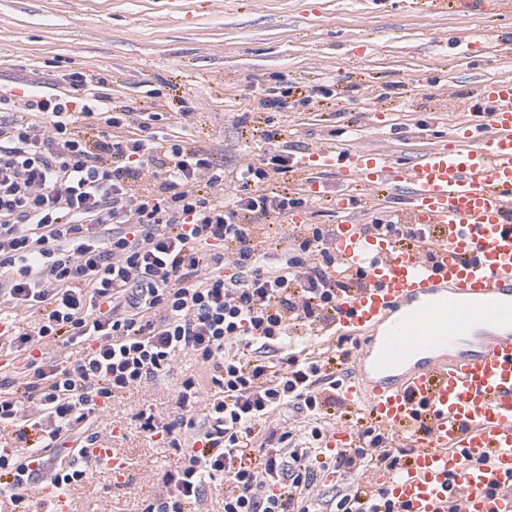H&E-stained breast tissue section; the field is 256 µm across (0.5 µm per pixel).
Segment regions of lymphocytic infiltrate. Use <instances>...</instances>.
Here are the masks:
<instances>
[{"label": "lymphocytic infiltrate", "mask_w": 512, "mask_h": 512, "mask_svg": "<svg viewBox=\"0 0 512 512\" xmlns=\"http://www.w3.org/2000/svg\"><path fill=\"white\" fill-rule=\"evenodd\" d=\"M2 110L11 117L0 119V337L26 364L21 378L0 374V429L15 434L0 443V495L16 512H33L28 489L43 470L66 490L88 479L83 450L100 438L92 420L182 354L208 369L215 392L191 376L173 418L136 414L177 455L142 512H198L218 479L224 512H311L321 455L347 478L329 512H395L361 479L400 471L409 449L388 447V432L363 416L354 446L327 448L334 366L350 355L301 357L289 342L330 323L350 288L328 231L304 225L274 257L256 240L260 223L308 204L271 186L294 158H245L232 190L187 127L157 129L158 112L133 122L103 79L81 72L50 95L1 92ZM15 307L39 312L32 329L9 316ZM46 339L68 353L35 355ZM283 405L305 414L303 434L270 425Z\"/></svg>", "instance_id": "obj_1"}]
</instances>
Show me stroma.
Masks as SVG:
<instances>
[{
    "mask_svg": "<svg viewBox=\"0 0 512 512\" xmlns=\"http://www.w3.org/2000/svg\"><path fill=\"white\" fill-rule=\"evenodd\" d=\"M500 33L499 43L449 49L445 34ZM98 73L114 105L186 113L200 147L234 176L244 153L261 155L252 128H281L300 155L325 145L415 156L463 128L477 86L512 79V13L476 16L414 8L410 0H0V90L50 93L72 72ZM323 91L321 105L301 100ZM284 106H265L268 98ZM248 113L247 125L237 117ZM307 223L335 229L337 196L370 218L366 189L317 174ZM192 355L171 372L120 393L93 428L126 468L72 487L71 512H142L156 473L174 460L134 419L177 410L178 387L199 374Z\"/></svg>",
    "mask_w": 512,
    "mask_h": 512,
    "instance_id": "1",
    "label": "stroma"
}]
</instances>
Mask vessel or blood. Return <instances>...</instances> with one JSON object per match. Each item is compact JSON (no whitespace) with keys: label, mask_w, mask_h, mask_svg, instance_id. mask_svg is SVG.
Masks as SVG:
<instances>
[{"label":"vessel or blood","mask_w":512,"mask_h":512,"mask_svg":"<svg viewBox=\"0 0 512 512\" xmlns=\"http://www.w3.org/2000/svg\"><path fill=\"white\" fill-rule=\"evenodd\" d=\"M463 137L401 163L385 151L324 147V171L374 196L404 192V223L430 243H396L349 219L338 261L363 276L337 324L361 340L344 391L411 448L400 473L379 472L399 512H512V82L475 90ZM99 473L125 467L105 441L87 448Z\"/></svg>","instance_id":"b4317fda"}]
</instances>
